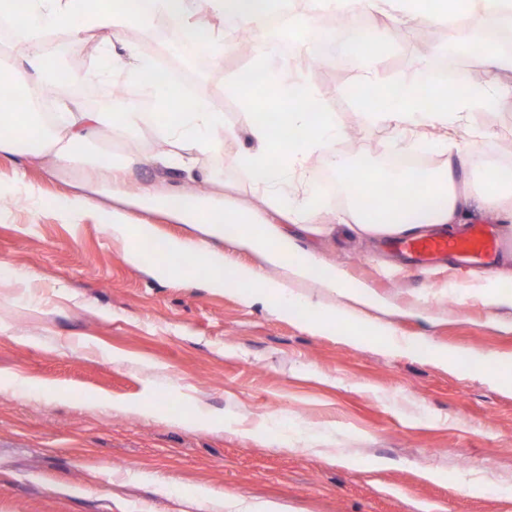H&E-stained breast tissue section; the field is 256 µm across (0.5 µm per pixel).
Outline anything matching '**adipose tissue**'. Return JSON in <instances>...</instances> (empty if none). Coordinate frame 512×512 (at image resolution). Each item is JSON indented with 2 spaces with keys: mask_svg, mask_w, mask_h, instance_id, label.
<instances>
[{
  "mask_svg": "<svg viewBox=\"0 0 512 512\" xmlns=\"http://www.w3.org/2000/svg\"><path fill=\"white\" fill-rule=\"evenodd\" d=\"M350 12L384 13L396 11L412 17L421 15L431 22H455L469 12H478L480 23L471 28L463 48L478 54L493 70H512V0H333ZM23 11H16L15 0H0V20L19 24L27 40L30 62L40 66L45 55L47 34L64 30L78 36L91 30H108L121 35L130 28H148L156 17L170 23V35L180 44L198 49H218L222 40L207 25L205 11L223 16L226 24H245L260 37H267V21L278 10L280 0H150L141 8L140 0H24ZM127 77L136 81L156 105L152 112H119L93 115L63 112L49 125L39 123L34 111L18 99L0 97V149L19 141L45 147L57 145L59 161L96 138L102 127L133 129L152 126L168 144L158 161L165 166L191 169L196 154L210 151L224 140L223 113L213 111L203 98L188 99L157 73L153 61L126 46L124 54L113 55ZM417 85L404 83L395 95L377 100L375 118L394 123L403 149L427 150L434 147L453 151L454 138L434 143L417 140L415 132L425 126L465 129L476 134L471 119L477 108L492 103L512 104V88L465 84L458 86L451 105L437 109L432 98L419 96ZM248 131L253 149L235 159L237 166L250 172L257 186L275 190L277 210L288 215H307L318 209L322 199L317 192L295 198L289 173L303 171L306 160L324 153L339 136L340 127L332 112L283 111L275 107L257 111L246 108ZM331 167L343 181L350 199V229L358 235H414L423 226L435 225L456 231L462 222L454 195L448 189L447 170L419 173L402 170L392 186H385L381 172L362 167L350 169L343 160L331 159ZM107 227L127 248L130 262L141 259L145 243L155 238L149 224L128 223L121 213L110 214Z\"/></svg>",
  "mask_w": 512,
  "mask_h": 512,
  "instance_id": "1",
  "label": "adipose tissue"
}]
</instances>
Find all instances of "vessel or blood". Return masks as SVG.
<instances>
[{
	"instance_id": "1",
	"label": "vessel or blood",
	"mask_w": 512,
	"mask_h": 512,
	"mask_svg": "<svg viewBox=\"0 0 512 512\" xmlns=\"http://www.w3.org/2000/svg\"><path fill=\"white\" fill-rule=\"evenodd\" d=\"M391 244L417 268L436 267L452 256L464 266L487 263L508 247L502 237L492 235L483 224L470 225L466 232L456 236L444 232L402 236L392 239Z\"/></svg>"
}]
</instances>
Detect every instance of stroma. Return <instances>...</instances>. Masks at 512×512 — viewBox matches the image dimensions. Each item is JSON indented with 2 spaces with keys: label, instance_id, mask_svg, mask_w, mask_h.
I'll use <instances>...</instances> for the list:
<instances>
[{
  "label": "stroma",
  "instance_id": "stroma-1",
  "mask_svg": "<svg viewBox=\"0 0 512 512\" xmlns=\"http://www.w3.org/2000/svg\"><path fill=\"white\" fill-rule=\"evenodd\" d=\"M361 22L370 40L387 31L399 47L380 56L381 82L402 83L449 57L483 68L481 57L458 50L468 24L445 27L443 42L428 46L409 18L366 14ZM208 58L209 68L188 81L190 95H220L215 109L229 134L197 155L192 171L158 164L167 145L149 129L98 137L67 163L51 152L0 150V197L15 200L0 208V268L14 274L0 287V512H224L212 501L224 493L280 512H512V392L313 333L302 319L246 305L200 278L153 277L103 224L119 211L153 225L158 238H195L164 201L196 184L207 204L274 224L290 245L336 266L366 300L295 275L289 262L269 264L235 239H212L228 266L260 269L325 311L347 309L439 346L512 357V306L472 288L480 267L451 261L416 270L387 252L384 238L337 225L350 203L327 188L322 157L306 161L304 176L322 207L305 223L276 213L233 162L251 141L245 103L228 81L258 61L224 50ZM0 64L36 84L27 48L7 24ZM332 69L326 61L303 74L320 111L359 129V140L339 137L332 153L384 167L397 129L365 116L350 80L320 79ZM120 73L111 71L104 99L72 89L65 97L86 112L137 106L132 89L116 93ZM472 122L486 137L469 144L456 183L460 204L471 206L484 168L512 160V108L492 120L476 110ZM83 198L99 219L78 214ZM430 471L437 479H427Z\"/></svg>",
  "mask_w": 512,
  "mask_h": 512
}]
</instances>
